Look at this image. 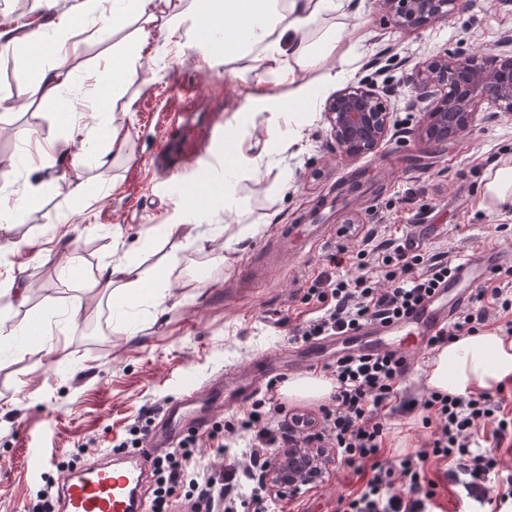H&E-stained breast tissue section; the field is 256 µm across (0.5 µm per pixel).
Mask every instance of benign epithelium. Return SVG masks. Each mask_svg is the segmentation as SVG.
I'll return each mask as SVG.
<instances>
[{
    "label": "benign epithelium",
    "instance_id": "obj_1",
    "mask_svg": "<svg viewBox=\"0 0 512 512\" xmlns=\"http://www.w3.org/2000/svg\"><path fill=\"white\" fill-rule=\"evenodd\" d=\"M396 27L413 30L459 9L462 0H377ZM416 106L425 121L419 133L430 140L457 138L474 122L486 102L512 117V48L488 58L485 52H450L444 48L415 67ZM390 85H351L326 105L324 120L336 149L346 155H367L396 135L390 112ZM318 459L307 448H280L263 471L261 481L273 492L298 491L309 482Z\"/></svg>",
    "mask_w": 512,
    "mask_h": 512
}]
</instances>
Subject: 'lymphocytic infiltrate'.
Returning <instances> with one entry per match:
<instances>
[{
  "label": "lymphocytic infiltrate",
  "mask_w": 512,
  "mask_h": 512,
  "mask_svg": "<svg viewBox=\"0 0 512 512\" xmlns=\"http://www.w3.org/2000/svg\"><path fill=\"white\" fill-rule=\"evenodd\" d=\"M359 273L344 277L345 249L326 254V268L309 288L322 305L314 319L296 327L308 341L333 336L370 322L400 318L420 303L453 272V265L427 257L414 239H386L357 252ZM381 273H367L369 262ZM408 372L406 356L390 351L376 356H347L336 362L332 374L336 391L332 406L315 413H294L278 427L268 416L273 398L252 402L241 421L254 449L244 471L230 470L218 478L202 477L197 457L203 440H217L222 424H213L206 437L190 434L154 462L151 512H173L184 504L190 512H235L241 501V480L253 477L269 462L268 449L299 445L335 449L341 461L363 479L362 487L339 496L336 512H431L435 495L427 476L428 462L449 465L455 482L468 495L486 500V484L499 465L496 456L480 451L479 434L491 430L504 437L512 418L501 412V401L486 393L455 396L431 389L422 401L400 398L399 387ZM424 408V424L433 430L424 450L402 457L398 464L384 461V418L388 411L413 414Z\"/></svg>",
  "instance_id": "f902f5d3"
}]
</instances>
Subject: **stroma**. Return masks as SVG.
Masks as SVG:
<instances>
[{"label": "stroma", "mask_w": 512, "mask_h": 512, "mask_svg": "<svg viewBox=\"0 0 512 512\" xmlns=\"http://www.w3.org/2000/svg\"><path fill=\"white\" fill-rule=\"evenodd\" d=\"M358 15L345 18L361 38L353 52L350 84L361 80L396 86L391 110L400 133L376 152L350 157L331 145L324 121L325 98L308 107V123L288 151L263 161L237 184L240 215L225 214L209 189L224 167L223 153L183 177V198L146 192L148 158L161 137L163 114L189 109L202 99L230 116L262 93L255 70L224 72V58H203L193 47H171L159 81L148 66L125 76L136 95L124 154L100 160L87 154L79 167L58 164L38 201L0 229V281L7 274L29 283L26 305L4 311L13 325H44L40 347L17 354L0 350V512H23L41 475L55 481L54 468L39 472L34 453L56 458L86 445V458L121 438L142 409L165 406L185 389L202 387L230 367L265 353L287 367L295 348L293 329L318 314L307 300L324 257L338 248L358 251L362 235L376 239H420L431 256L455 261L472 248L501 252L512 267V218L480 208L484 175L500 158L512 156V119L481 104L472 127L457 139L435 142L418 134L423 116L411 107L413 65L441 48L496 51L512 38V0H463L462 10L419 30L398 29L376 0H358ZM137 21L113 31L110 14L87 22L68 40L64 55L74 80L111 57L130 39ZM36 73L24 53H0V96L14 107L0 110V190L15 196L29 188L27 157L84 125L62 98L30 95ZM85 186L71 194L69 182ZM205 210L204 218L184 212L183 199ZM358 237L338 234L346 220ZM199 224L201 232L222 227L215 252L232 248L231 265L198 252L183 233L167 235L169 224ZM75 251L79 267L68 272L59 260ZM123 262L139 271L162 270L168 294L161 308L114 299L89 287L85 272ZM197 279L192 301L184 282ZM82 314L71 317L74 300ZM246 405L217 413L234 429L224 447H204L209 471L233 469L251 447L237 424ZM386 455L398 459L423 448L430 431L421 413L386 419ZM443 466L429 464L437 483L436 512H481ZM360 485L352 469L332 461L321 479L295 493L270 494L268 512H336L339 495Z\"/></svg>", "instance_id": "35a3bbf8"}]
</instances>
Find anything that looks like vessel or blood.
Here are the masks:
<instances>
[{
  "instance_id": "vessel-or-blood-1",
  "label": "vessel or blood",
  "mask_w": 512,
  "mask_h": 512,
  "mask_svg": "<svg viewBox=\"0 0 512 512\" xmlns=\"http://www.w3.org/2000/svg\"><path fill=\"white\" fill-rule=\"evenodd\" d=\"M162 138L152 154L150 168L158 184L170 196H177L183 173L202 161L208 148L224 135V115L220 112H170L161 119ZM504 263L493 249L464 254L453 278L418 306L406 318L392 324H373L342 336L349 350L372 354L407 342L426 345L430 337L447 330L453 318L472 301L474 292ZM325 342L308 344L297 371L311 373L322 365ZM272 373L265 360H256L249 377L239 380L232 392L213 386L207 400L187 391L167 404L152 434L153 453L174 447L185 430L204 431L209 410L225 401L237 404L251 400ZM147 453L102 456L77 466L60 486V512H148L143 485L148 477Z\"/></svg>"
}]
</instances>
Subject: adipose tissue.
<instances>
[{"label": "adipose tissue", "instance_id": "ef3b65f1", "mask_svg": "<svg viewBox=\"0 0 512 512\" xmlns=\"http://www.w3.org/2000/svg\"><path fill=\"white\" fill-rule=\"evenodd\" d=\"M107 1L112 4L113 28L122 27L132 17L141 25L131 40L113 52L111 62L85 75L79 89L81 104L92 114H99V101L107 92L119 103L123 115L132 114L134 101L125 95L122 76L140 60H157L161 50L153 41L158 37L169 42L202 30L208 46L223 52L225 62L263 63L270 86L252 97L249 107L267 113V140L259 142L234 133L229 125L224 128V153L231 161L225 164L224 179L215 183L214 189L223 194L228 214L240 207L235 186L241 176L257 167L272 146L288 149V142L278 139L280 129L295 122L310 100L346 75L342 69L322 74L319 66L347 57L346 46L355 40L354 31L325 25L328 18L345 15L352 0H75L65 9L60 8L59 0H41L48 11L44 27L1 30L0 46L36 48L50 43L47 37L52 34L56 49H63L74 28L101 16ZM102 140L113 155H120L128 131L117 120L101 121L86 131L78 151H71L66 143L38 149L28 158L30 171L51 170L62 157L79 165L84 154L95 150ZM87 280L91 287L111 290L116 297H146L157 306L166 298L165 278L148 271L135 272L122 263L103 266ZM426 376L430 388L448 394L495 389L512 376V340L494 332L458 338L436 352Z\"/></svg>", "mask_w": 512, "mask_h": 512}]
</instances>
